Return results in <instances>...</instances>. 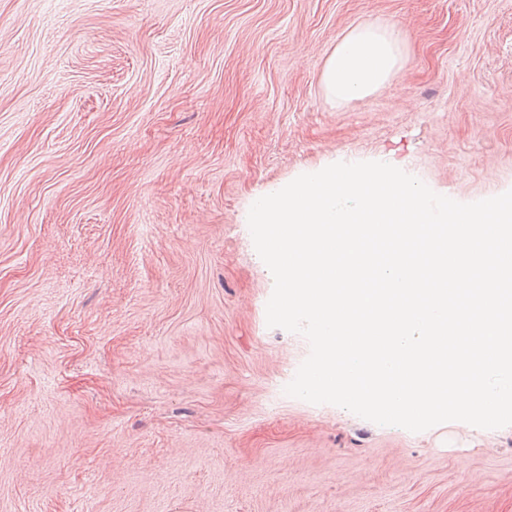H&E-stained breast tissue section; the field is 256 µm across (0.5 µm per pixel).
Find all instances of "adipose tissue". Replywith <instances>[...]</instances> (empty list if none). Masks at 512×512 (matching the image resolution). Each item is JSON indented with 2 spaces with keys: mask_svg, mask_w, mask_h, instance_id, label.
Instances as JSON below:
<instances>
[{
  "mask_svg": "<svg viewBox=\"0 0 512 512\" xmlns=\"http://www.w3.org/2000/svg\"><path fill=\"white\" fill-rule=\"evenodd\" d=\"M402 44L388 30L358 26L345 33L328 56L322 83L336 104L366 97L386 84L402 61Z\"/></svg>",
  "mask_w": 512,
  "mask_h": 512,
  "instance_id": "adipose-tissue-1",
  "label": "adipose tissue"
}]
</instances>
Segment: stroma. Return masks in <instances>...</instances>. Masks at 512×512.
I'll return each instance as SVG.
<instances>
[{"instance_id": "obj_1", "label": "stroma", "mask_w": 512, "mask_h": 512, "mask_svg": "<svg viewBox=\"0 0 512 512\" xmlns=\"http://www.w3.org/2000/svg\"><path fill=\"white\" fill-rule=\"evenodd\" d=\"M365 24L402 66L333 105ZM359 161L512 189V0H0V512H512V426L284 392L249 205ZM402 44L379 26H358L345 33L328 56L322 83L336 106L364 98L386 84L400 68Z\"/></svg>"}]
</instances>
